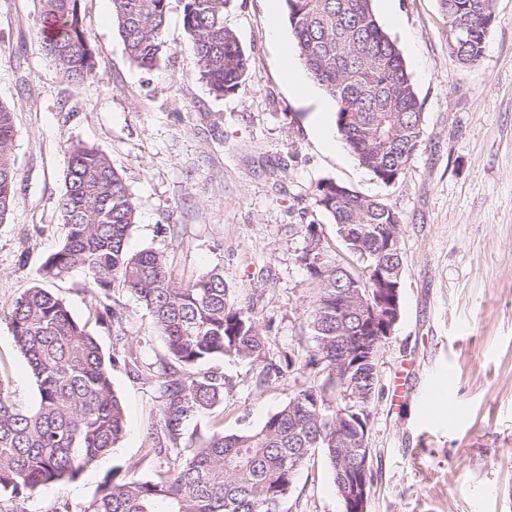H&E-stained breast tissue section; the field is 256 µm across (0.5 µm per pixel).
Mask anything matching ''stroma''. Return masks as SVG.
<instances>
[{"label": "stroma", "mask_w": 512, "mask_h": 512, "mask_svg": "<svg viewBox=\"0 0 512 512\" xmlns=\"http://www.w3.org/2000/svg\"><path fill=\"white\" fill-rule=\"evenodd\" d=\"M183 5L168 0L166 53L148 72L125 54L112 0H80L96 66L71 84L42 48L39 0H0V104L14 115L18 169L16 203L0 222V381L13 403L31 409L38 393L4 316L41 284L44 261L65 241L58 200L72 145L96 148L122 174L138 207L130 251L166 252L185 281L223 266L231 291L253 302L272 351L302 357L313 348L306 317L316 291L297 257L310 231L360 267L314 203L317 184L330 179L402 220V315L378 361L368 512H512V0H496L499 22L473 66L449 51L438 0H373L423 115L422 145L389 185L345 143L329 150L314 137V110L336 106L318 84L303 99L288 83L286 11L271 15L269 0H231L224 23L250 73L217 97L195 66ZM49 287L104 354L137 356L138 369L112 368L127 428L75 480L2 494L0 512H86L106 481L154 480L168 468L149 450L164 402L153 376L167 359L152 316L116 287L109 303L120 318L102 319L79 269ZM203 368L223 375L224 401L187 427L185 456L214 432L261 426L316 378L298 365L266 379L260 364L230 358ZM432 391L451 405H433ZM283 512H343L322 451L297 472Z\"/></svg>", "instance_id": "obj_1"}]
</instances>
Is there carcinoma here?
Instances as JSON below:
<instances>
[{
  "label": "carcinoma",
  "mask_w": 512,
  "mask_h": 512,
  "mask_svg": "<svg viewBox=\"0 0 512 512\" xmlns=\"http://www.w3.org/2000/svg\"><path fill=\"white\" fill-rule=\"evenodd\" d=\"M231 0H184V28L200 78L217 97L235 93L248 75L249 58L224 24ZM295 49L311 79L337 106L338 132L359 164L379 181L400 178L422 144L421 105L405 60L379 25L372 0H284ZM448 19V47L463 64L482 57L498 22L495 0H439ZM44 22L55 32L43 38L62 78L86 80L95 54L79 0H40ZM124 51L151 70L165 53L167 0H112ZM13 113L0 105V222L12 210L18 173L13 155ZM315 204L336 224L356 272L332 253L315 229L297 256L316 298L307 318L315 350L305 366L321 381L295 392L258 428L213 434L192 454L181 456L186 426L224 400V379L194 368L216 358L264 363L265 374L292 371L290 354L270 356L255 308L235 296L223 268L187 282L172 276L166 253L129 251L137 204L122 176L96 149L77 144L69 151L59 211L68 232L62 247L43 266L46 279L81 268L100 298L115 284L151 313L165 341L168 362L159 373L164 404L149 433L150 451L174 455L173 466L156 481L130 479L103 486L88 512H282L297 470L321 449L331 472L353 460L337 450L340 412L360 417L370 428L377 392L378 357L386 344L363 327L366 286L401 282V218L377 198L325 180ZM16 348L27 360L38 402L27 411L12 403L0 382V493L20 495L73 481L106 456L124 436L126 410L112 389L114 356L105 357L93 336L64 301L38 285L16 298L6 317ZM371 357L356 389L336 391V377Z\"/></svg>",
  "instance_id": "obj_1"
}]
</instances>
